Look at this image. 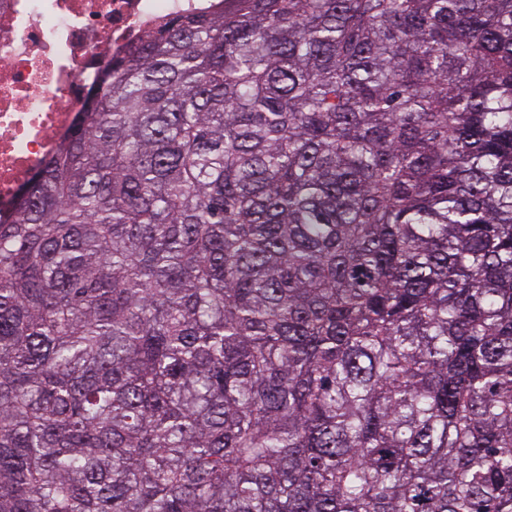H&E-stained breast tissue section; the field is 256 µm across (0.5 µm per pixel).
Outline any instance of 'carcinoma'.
<instances>
[{"instance_id":"carcinoma-1","label":"carcinoma","mask_w":512,"mask_h":512,"mask_svg":"<svg viewBox=\"0 0 512 512\" xmlns=\"http://www.w3.org/2000/svg\"><path fill=\"white\" fill-rule=\"evenodd\" d=\"M0 512H512V0L111 61L0 223Z\"/></svg>"}]
</instances>
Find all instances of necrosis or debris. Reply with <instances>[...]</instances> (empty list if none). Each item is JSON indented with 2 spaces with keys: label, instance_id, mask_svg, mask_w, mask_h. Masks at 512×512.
<instances>
[{
  "label": "necrosis or debris",
  "instance_id": "obj_1",
  "mask_svg": "<svg viewBox=\"0 0 512 512\" xmlns=\"http://www.w3.org/2000/svg\"><path fill=\"white\" fill-rule=\"evenodd\" d=\"M218 0H0V221L68 135L94 80L159 19Z\"/></svg>",
  "mask_w": 512,
  "mask_h": 512
}]
</instances>
